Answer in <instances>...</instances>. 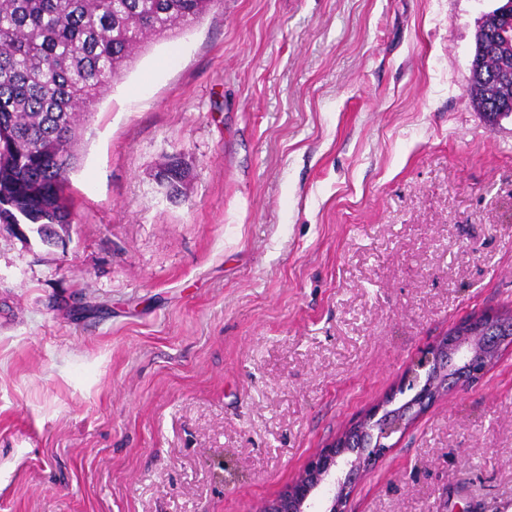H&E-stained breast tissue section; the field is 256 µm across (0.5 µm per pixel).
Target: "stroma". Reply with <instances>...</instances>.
I'll return each instance as SVG.
<instances>
[{
    "instance_id": "obj_1",
    "label": "stroma",
    "mask_w": 512,
    "mask_h": 512,
    "mask_svg": "<svg viewBox=\"0 0 512 512\" xmlns=\"http://www.w3.org/2000/svg\"><path fill=\"white\" fill-rule=\"evenodd\" d=\"M498 5L218 0L136 55L68 250L0 235V512H256L512 309V116L470 95ZM391 441L348 512H512V349Z\"/></svg>"
}]
</instances>
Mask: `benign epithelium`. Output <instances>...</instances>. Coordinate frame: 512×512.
<instances>
[{
    "label": "benign epithelium",
    "instance_id": "benign-epithelium-1",
    "mask_svg": "<svg viewBox=\"0 0 512 512\" xmlns=\"http://www.w3.org/2000/svg\"><path fill=\"white\" fill-rule=\"evenodd\" d=\"M512 16V0L491 11L478 35L491 47H512V27L499 21ZM512 347V322L501 316L474 314L429 345L407 371V385L415 395L402 408L393 409L391 394L365 413L342 436L317 451L300 473L259 512H312L315 498L325 503L323 512H347L356 481L390 450L385 443L393 434L411 427L452 388L478 381Z\"/></svg>",
    "mask_w": 512,
    "mask_h": 512
}]
</instances>
